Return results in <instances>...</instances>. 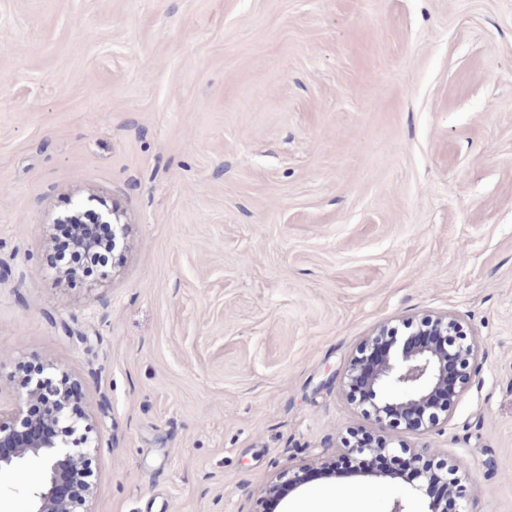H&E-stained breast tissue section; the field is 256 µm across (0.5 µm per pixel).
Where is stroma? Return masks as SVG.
<instances>
[{
    "label": "stroma",
    "mask_w": 512,
    "mask_h": 512,
    "mask_svg": "<svg viewBox=\"0 0 512 512\" xmlns=\"http://www.w3.org/2000/svg\"><path fill=\"white\" fill-rule=\"evenodd\" d=\"M90 198L126 238L84 283L50 241ZM445 312L465 390L427 433L375 423L351 359ZM24 366L80 388L93 512H255L360 429L512 512V0H0V408ZM401 496L426 512L324 478L279 508Z\"/></svg>",
    "instance_id": "stroma-1"
}]
</instances>
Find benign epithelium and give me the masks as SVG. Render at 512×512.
Returning a JSON list of instances; mask_svg holds the SVG:
<instances>
[{"label": "benign epithelium", "mask_w": 512, "mask_h": 512, "mask_svg": "<svg viewBox=\"0 0 512 512\" xmlns=\"http://www.w3.org/2000/svg\"><path fill=\"white\" fill-rule=\"evenodd\" d=\"M77 215L88 214L97 224L112 225V250L124 246V224L115 210H93L79 204L74 209ZM421 330L422 339L416 343H395L381 346L379 339L387 335L383 326L362 344L360 355L352 359L347 371L346 386L364 382L372 396L383 401L374 411V419L383 421V410L394 408L401 416L405 427L418 432L432 427L436 419L425 420L435 405L436 397L448 390L452 377L448 358L466 360L477 350L476 340H464L458 345H448L440 338L448 332L462 328L456 315L444 313L428 316ZM25 405L39 403L45 410L44 419L52 427L50 431H32L27 440L12 444L13 429L27 422L24 405L4 412L0 410V474L19 470L23 463L35 458L42 463V475L31 495L28 512H73L70 503L61 494L57 482V468L60 461L67 459L81 464L91 452V446L84 441L69 440L87 415L74 411L69 404L63 379L56 381L48 377H30L23 383ZM374 455L397 456L402 471L410 473V490H427L429 482L437 483L439 495L431 498L426 512H448V494L464 493L465 476L459 469L451 468L440 473H429L422 466L424 454L417 448H396L391 443L378 440L372 443L354 442L340 448L331 456L319 458L301 467L290 466L280 472L265 489V506L278 503L285 492H294L304 484V475L309 470H318L325 478L332 479L343 468L347 457ZM356 479L389 481L400 477L391 469L363 470L356 468L349 473Z\"/></svg>", "instance_id": "1"}]
</instances>
